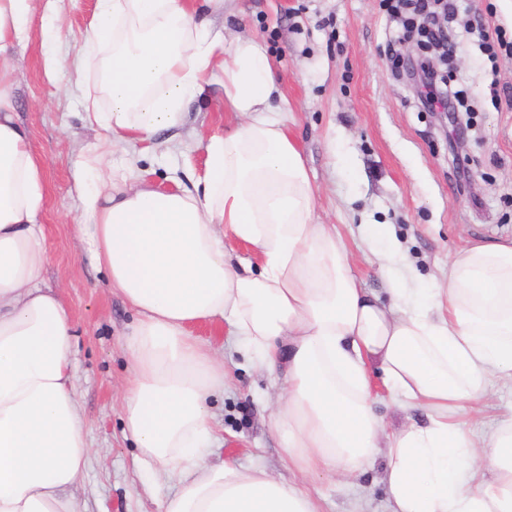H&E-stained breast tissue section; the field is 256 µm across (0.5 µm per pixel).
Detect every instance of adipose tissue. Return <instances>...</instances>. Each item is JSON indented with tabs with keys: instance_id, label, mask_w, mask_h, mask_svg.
I'll use <instances>...</instances> for the list:
<instances>
[{
	"instance_id": "adipose-tissue-1",
	"label": "adipose tissue",
	"mask_w": 512,
	"mask_h": 512,
	"mask_svg": "<svg viewBox=\"0 0 512 512\" xmlns=\"http://www.w3.org/2000/svg\"><path fill=\"white\" fill-rule=\"evenodd\" d=\"M34 0H0V512H78L66 490L90 454L75 400L72 325L45 285L39 214L44 164L16 118L14 66ZM194 0H97L81 49L112 53L84 99L102 144L182 125L224 40ZM263 46L237 41L224 62V102L241 123L211 137L195 190L166 193L128 170L93 173L79 223L108 286L139 315L126 340L125 435L139 475L176 479L157 512H321L307 477L351 478L384 455L389 512H512V413L482 434L467 416L491 377L512 383V243L457 253L448 285L417 299L401 246L383 245L387 298L366 288L335 225L316 222L317 195L278 104ZM252 247L258 264L234 246ZM221 321L256 351L284 399L271 427L289 468L283 483L231 460L209 462L220 428L208 409L224 365L189 331ZM390 397L426 411L387 430L370 372Z\"/></svg>"
}]
</instances>
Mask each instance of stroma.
Wrapping results in <instances>:
<instances>
[{
	"mask_svg": "<svg viewBox=\"0 0 512 512\" xmlns=\"http://www.w3.org/2000/svg\"><path fill=\"white\" fill-rule=\"evenodd\" d=\"M96 2L57 0L54 10L37 7L26 40L11 52L14 95L31 149L45 162L44 280L60 290L74 322L76 401L91 455L69 493L80 512H156V499L174 494L177 483H142L134 464L139 450L122 432L129 366L124 340L136 315L112 294L78 235L85 180L78 161L95 155L98 143L97 131L83 119L86 93L98 94L101 111L110 109L99 80L110 48L91 61L85 82L75 81L81 34ZM196 5L227 44L260 39L317 193L316 219L337 226L367 288L384 290L374 248L363 240L366 223L389 225L413 270L414 288L444 287L458 249L512 240V110L493 91L512 87V53L489 54L478 38L462 36L469 16L478 13L488 31L512 39V0H458L452 24L457 48L449 82L461 91L474 123L469 152L479 178L469 188L456 181L444 131L394 65L408 45L397 41L401 24L381 0H224L218 10L209 0ZM50 56L64 65L49 77ZM214 74L191 102L182 128L133 148H114L101 156V169L129 164L135 175L174 191L200 182L209 137L237 122L224 107V72ZM192 333L224 362V389L208 400L224 426L217 456L291 480L270 425L280 387L224 324L199 323ZM382 467L378 457L349 483L318 477L306 486L323 512H386Z\"/></svg>",
	"mask_w": 512,
	"mask_h": 512,
	"instance_id": "obj_1",
	"label": "stroma"
}]
</instances>
